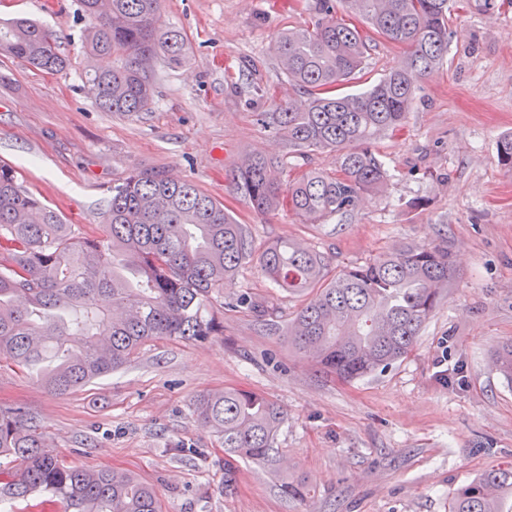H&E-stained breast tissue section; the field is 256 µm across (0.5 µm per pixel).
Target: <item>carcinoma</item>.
<instances>
[{
    "instance_id": "carcinoma-1",
    "label": "carcinoma",
    "mask_w": 512,
    "mask_h": 512,
    "mask_svg": "<svg viewBox=\"0 0 512 512\" xmlns=\"http://www.w3.org/2000/svg\"><path fill=\"white\" fill-rule=\"evenodd\" d=\"M77 0L85 21L82 46L114 65L91 68L82 91L104 112L133 115L153 101L154 63L180 65L186 36L162 20V0ZM358 23L338 17L337 7ZM453 0H316L310 27L281 32L273 43L287 81L304 101H272L257 121L286 143L282 157L255 153L231 173L232 192L254 212L283 208L303 224H325L354 212L389 180L373 150L403 127L422 76L448 56ZM379 38L399 46V63L369 90L338 95L357 78ZM65 35L16 17L0 21V54L39 71L70 64ZM337 153L334 174L316 170L293 181L287 158ZM512 172V133L497 143ZM103 234L74 229L0 165V362L64 396L126 366L158 338L205 341L217 332L213 300L224 282L254 257L247 225L188 179L138 170L112 186ZM264 276L282 291L309 296L288 324V341L322 372L343 381L382 372L405 359L456 270L440 243L403 245L329 279L321 253L292 240L257 256ZM512 382V343L495 353ZM194 421L214 430L232 456L274 468L284 415L266 398L226 388L198 397ZM280 493L302 500L309 490L278 474ZM51 495L63 512H162L155 490L116 470L88 471L47 444L41 420L22 406L0 408V512L34 493ZM448 512H512V466L454 489Z\"/></svg>"
}]
</instances>
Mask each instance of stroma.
I'll return each mask as SVG.
<instances>
[{"mask_svg":"<svg viewBox=\"0 0 512 512\" xmlns=\"http://www.w3.org/2000/svg\"><path fill=\"white\" fill-rule=\"evenodd\" d=\"M315 0H163L164 19L188 38L179 66L154 68L155 100L136 115L100 111L79 89L91 66L76 0H0V19L23 15L63 30L71 60L50 74L0 55V163L68 223L102 233L113 184L134 170L192 180L247 224L255 248L304 241L326 272L400 245L444 241L456 281L424 324L410 355L347 383L323 377L288 340L305 302L244 263L213 312L221 331L203 342L157 339L111 378L58 396L0 367V407L42 419L66 460L130 472L157 491L163 512H448V498L476 475L512 466V383L493 366L512 341V174L498 138L512 131V9L459 11L442 68L426 74L403 129L378 139L389 173L383 193L325 224L288 210L255 213L225 183L228 170L283 142L256 120L295 89L274 37L314 19ZM401 49L378 39L348 94L377 82ZM276 304L266 322L231 300ZM256 392L286 415L276 447L281 470L315 489L284 498L268 468L229 459L213 430L192 418L201 394ZM236 485L224 493V471Z\"/></svg>","mask_w":512,"mask_h":512,"instance_id":"obj_1","label":"stroma"}]
</instances>
